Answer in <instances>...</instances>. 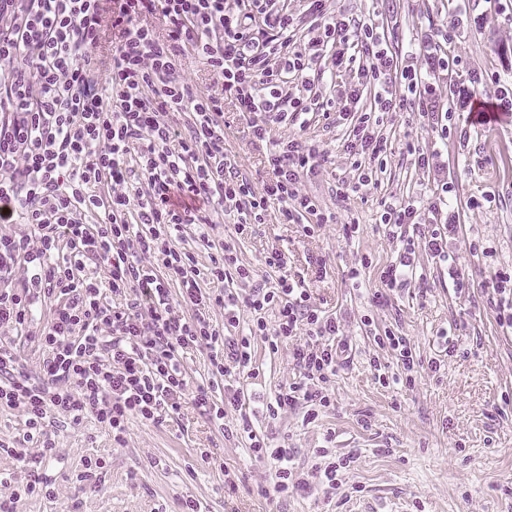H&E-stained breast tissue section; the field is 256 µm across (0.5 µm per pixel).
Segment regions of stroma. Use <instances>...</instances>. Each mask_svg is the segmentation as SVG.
<instances>
[{"instance_id": "stroma-1", "label": "stroma", "mask_w": 512, "mask_h": 512, "mask_svg": "<svg viewBox=\"0 0 512 512\" xmlns=\"http://www.w3.org/2000/svg\"><path fill=\"white\" fill-rule=\"evenodd\" d=\"M328 6L372 19L391 50L408 59L415 31L449 22L455 4L329 0ZM511 8L507 0H472V20L454 47L461 63L440 77V95L474 73L512 79V23L505 19ZM464 130L470 134L465 147L459 144ZM345 132L342 122L317 116L304 133L326 158L307 190L322 210L335 213V223L312 230L284 224L273 205L264 223L244 233H237L229 212L210 232L212 240L235 243L260 283L278 278L265 265V252L284 253L289 275L307 288L312 304L341 322L348 358L328 382L334 407L314 423H304L300 407L274 420L262 413L298 375L287 347L273 353L255 340L253 370L236 382L257 432L293 448L298 471L311 469L319 448L355 453L336 488L315 483L304 492L270 496L273 464L252 455L247 437L225 436L187 401L169 426L133 421L120 445L94 420L75 428L54 422L60 453L39 471L57 498L21 500L18 512H179L188 497L199 500L203 512H512V329L500 327L488 304L493 272L512 271V112L483 124L458 111L445 138L417 113L385 114L383 171L375 184L341 202L332 189L350 176ZM224 147L255 183L266 180L264 151L252 144L230 102L224 105ZM417 147L436 154V172L416 165ZM439 180L449 184L459 209L448 254L420 255L406 286L392 292L387 306H376L381 272L401 246L381 214L403 201L446 218L448 207L434 192ZM354 267L361 270L356 279ZM452 267L464 273L461 283L449 278ZM366 315L377 329L409 339L420 363L413 383H405L395 354L366 333ZM376 359L393 384L381 386ZM89 458L102 462V482L82 480Z\"/></svg>"}]
</instances>
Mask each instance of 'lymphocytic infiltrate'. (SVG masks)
Returning <instances> with one entry per match:
<instances>
[{"label":"lymphocytic infiltrate","instance_id":"f902f5d3","mask_svg":"<svg viewBox=\"0 0 512 512\" xmlns=\"http://www.w3.org/2000/svg\"><path fill=\"white\" fill-rule=\"evenodd\" d=\"M103 2L0 0V224L12 227L0 233V406L23 417L24 431L6 452L30 472L15 495L0 498V512H16L22 496L51 498L49 482L33 472L57 454L51 417L72 427L94 419L121 444L130 420L173 422L186 396L218 422L226 407L239 409L234 432L247 435L255 457L277 464L273 494L307 490L314 479L335 487L353 456L321 449L310 477L297 476L292 449L256 435L239 394L217 400L212 384H191L183 369L184 354L204 348L212 376L240 374L253 363L258 336L274 352L290 345L299 371L267 404L269 418L303 405L312 422L333 404L325 384L339 365L340 320L286 276L283 253L264 257L281 273L270 287L255 282L233 244L210 241L208 230L228 207L241 232L262 223L273 205L285 224L308 215L335 222L303 189L324 169V153L304 136L318 113L351 123L343 151L354 174L338 186L345 198L372 180L364 164L383 150L382 114L415 112L447 132L454 110L441 103L433 79L449 71L462 22L417 31L421 72L388 49L371 20L328 12L326 0H303L298 11L284 0ZM154 15L165 34L151 24ZM303 29L310 37L302 43ZM106 36L112 54L103 81L95 51ZM188 56L210 72L214 90L201 92L181 75ZM350 69L355 79L342 81ZM329 77L340 83L326 99L319 84ZM367 92L369 111L353 115ZM228 99L253 141L269 145L261 187L224 149ZM287 125L295 133L272 140L273 128ZM190 226L207 243L205 266L176 245ZM456 228L452 210L424 241L403 239L376 304L405 284L420 252L444 254ZM93 265L106 280L90 273ZM233 281L249 283V292L232 291ZM177 296L192 316L175 311ZM215 309L223 323L211 319ZM245 310L253 315L248 335L225 336ZM10 332L28 333L41 352L37 374L6 341Z\"/></svg>","mask_w":512,"mask_h":512}]
</instances>
